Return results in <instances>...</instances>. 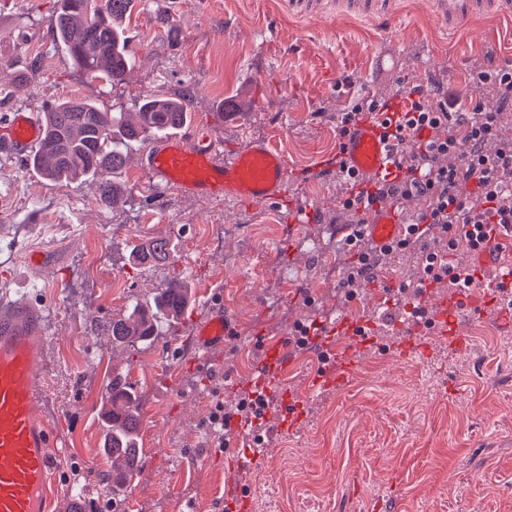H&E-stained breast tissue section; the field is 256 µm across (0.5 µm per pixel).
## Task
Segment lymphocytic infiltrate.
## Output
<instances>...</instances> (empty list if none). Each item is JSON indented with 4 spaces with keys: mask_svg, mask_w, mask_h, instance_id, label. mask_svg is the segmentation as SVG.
Masks as SVG:
<instances>
[{
    "mask_svg": "<svg viewBox=\"0 0 512 512\" xmlns=\"http://www.w3.org/2000/svg\"><path fill=\"white\" fill-rule=\"evenodd\" d=\"M476 92L493 90L495 102L476 99L462 105L458 95L448 92L440 82L430 88L416 85L405 111L395 112L385 119L404 158L403 174L399 181L402 197L422 200L426 206L417 212L408 235L397 243L409 249L424 245L427 225L441 224L448 231L447 254L427 252L423 255L426 278L439 280L441 272L451 271V253L459 244L476 249L489 239L497 226L512 224V210H505L500 201L512 198V185L499 181L500 169L512 168V145L487 151L486 142L493 139L504 112L512 111V67L487 63L475 67L469 74ZM442 130V137L423 139L425 128ZM457 157V164H447V157ZM480 199V213H473L471 202ZM360 231L346 235V245L355 247L350 272L340 283L345 297L356 296L358 288L377 277L379 261L359 249ZM238 416L246 433L260 427L262 413L257 399L240 401L234 413H226L223 402H216L207 420L211 437L224 436V425L230 416Z\"/></svg>",
    "mask_w": 512,
    "mask_h": 512,
    "instance_id": "lymphocytic-infiltrate-1",
    "label": "lymphocytic infiltrate"
}]
</instances>
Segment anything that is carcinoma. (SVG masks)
Returning <instances> with one entry per match:
<instances>
[{"instance_id": "cac0c4a2", "label": "carcinoma", "mask_w": 512, "mask_h": 512, "mask_svg": "<svg viewBox=\"0 0 512 512\" xmlns=\"http://www.w3.org/2000/svg\"><path fill=\"white\" fill-rule=\"evenodd\" d=\"M131 0H59L52 18L57 41L72 60L86 73L115 85L124 80L129 65L127 40L119 20L129 11ZM129 120L123 112H107L95 102L65 99L49 104L43 112L44 135L25 164L50 179L73 182L79 178L96 177L101 200L111 206L124 204L125 191L112 180V174L126 162L127 145L147 136L169 133L188 120V100H163L145 97ZM168 244L155 240L133 250L134 260L164 259ZM188 296L178 281L166 287L159 309L163 314L179 318ZM143 303L134 300L121 319L112 321L109 329L115 343H134L153 335L145 327ZM120 402L123 419L116 418V409L107 413L110 456L123 462L130 472L139 462L134 436L139 417L130 409L132 397L126 389L112 396Z\"/></svg>"}]
</instances>
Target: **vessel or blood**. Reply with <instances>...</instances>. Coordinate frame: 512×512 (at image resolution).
<instances>
[{
  "label": "vessel or blood",
  "mask_w": 512,
  "mask_h": 512,
  "mask_svg": "<svg viewBox=\"0 0 512 512\" xmlns=\"http://www.w3.org/2000/svg\"><path fill=\"white\" fill-rule=\"evenodd\" d=\"M399 2L336 0V7L342 13L372 21L398 15ZM431 7L452 29L470 19L512 18V0H431ZM385 118V113L374 112L353 122L335 160L319 161L313 176L340 166L359 182L383 183L385 174L396 170L402 161L394 141L386 135ZM42 135V126L28 112L16 111L0 132V154L24 156ZM141 164L156 186L174 185L191 196H221L241 202L279 200L290 178L284 155L268 141H248L234 154L223 157L204 130L190 138L157 140L151 152L142 156ZM353 214L361 221L363 238L374 251L387 249L404 234L396 200L359 204ZM473 267L486 273L484 292L447 294L433 284L410 295L404 317L394 327L395 346L410 352L421 344L431 324L439 322L446 323L447 335H456L464 323L479 315L488 294L512 298V267L500 263L495 241L484 242L459 263L456 272L462 277ZM333 327L343 332L345 346L326 352L324 363L312 378L317 390L349 382L356 370V356L369 342L359 324L346 318H337ZM190 333L196 348L204 353L223 349L232 333L223 305L213 304L203 318L193 322ZM48 344L45 320L38 309L19 303L0 310V512H51L53 477L62 458L55 451L57 438L43 411L42 378ZM291 354L285 344H269L254 376L267 413L275 414L285 426L295 423L303 413L302 403L278 382Z\"/></svg>",
  "instance_id": "vessel-or-blood-1"
}]
</instances>
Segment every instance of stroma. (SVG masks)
<instances>
[{"mask_svg": "<svg viewBox=\"0 0 512 512\" xmlns=\"http://www.w3.org/2000/svg\"><path fill=\"white\" fill-rule=\"evenodd\" d=\"M57 0H0V117L25 110L41 119L45 104L86 98L109 112L135 113L147 96L188 99L183 135L209 130L220 151L266 139L286 156L292 173L282 199L252 204L190 197L154 186L139 159L153 143L129 144L116 175L123 206L101 202L98 183H62L0 156V307L24 302L42 310L50 336L44 372V411L59 437L64 461L52 512H68V481L85 499L112 496L115 512H136L131 492L105 479L112 466L102 451V407L113 380L150 387L140 401L139 484L157 486L152 512H225L237 485L266 496L273 512H512V323L497 303L464 327L471 343L458 347L433 334L428 353L403 361L391 339L377 335L358 354L348 385L310 388L320 354L294 355L296 369L282 382L305 403L293 428L266 439L247 475L232 466L244 454L237 439L228 451L213 446L204 422L216 398L238 403L229 385H246L258 363L257 337L272 342L298 324L335 315L337 280L310 296L324 256L339 252L337 226L347 222L335 175L308 171L339 147L341 117L358 97L409 95L436 79L463 101L474 98L469 73L494 61L512 65V20L472 19L457 34L444 31L429 0H403L388 22L361 21L325 5L295 17L288 0H132L125 34L131 66L112 85L80 70L50 28ZM314 207L313 218L302 215ZM140 224H132V217ZM131 224L112 239L110 225ZM237 225L223 247H208L209 227ZM320 240L322 252L302 247ZM163 239L165 262L135 264L134 247ZM48 252V269L28 265L30 253ZM101 254L124 293L113 298L106 282L85 284L73 300L72 276L85 253ZM290 276L277 317L249 274ZM239 277L226 278L225 259ZM418 276V259L396 253L384 260L371 290L383 293ZM178 278L193 303L174 322L159 324L149 342H113L109 324L132 299L148 301ZM219 301L237 335L222 353L194 365L189 329L209 302ZM223 387H215V379Z\"/></svg>", "mask_w": 512, "mask_h": 512, "instance_id": "35a3bbf8", "label": "stroma"}]
</instances>
